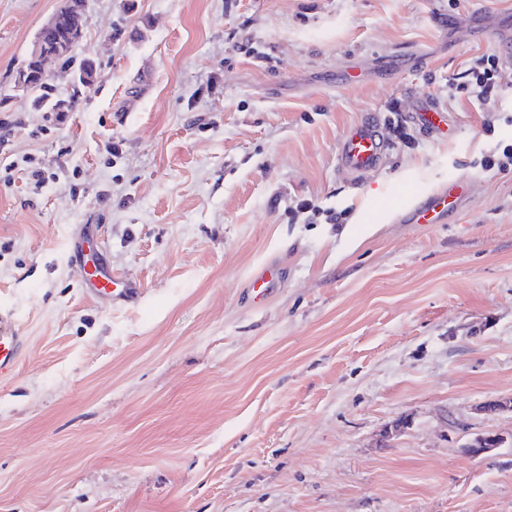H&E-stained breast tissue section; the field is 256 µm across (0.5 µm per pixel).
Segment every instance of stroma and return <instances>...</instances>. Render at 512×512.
Returning a JSON list of instances; mask_svg holds the SVG:
<instances>
[{
  "mask_svg": "<svg viewBox=\"0 0 512 512\" xmlns=\"http://www.w3.org/2000/svg\"><path fill=\"white\" fill-rule=\"evenodd\" d=\"M59 5L0 0V306L28 338L0 512H512V413L478 410L512 397V168L484 164L512 146V0H88L51 123L16 72ZM483 54L509 71L487 104L457 90ZM367 117L388 148L355 180ZM459 178L462 209L407 223ZM85 237L137 302L92 292ZM386 148L377 124L359 122L344 136L340 145V164L350 176L361 175L379 166Z\"/></svg>",
  "mask_w": 512,
  "mask_h": 512,
  "instance_id": "obj_1",
  "label": "stroma"
}]
</instances>
